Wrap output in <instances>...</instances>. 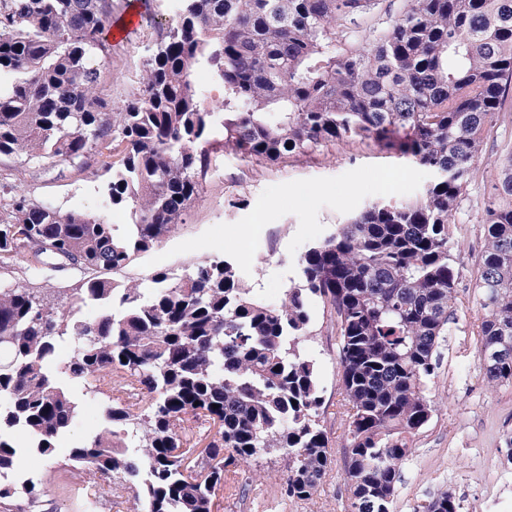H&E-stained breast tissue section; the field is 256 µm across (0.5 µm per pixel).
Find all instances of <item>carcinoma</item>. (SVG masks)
<instances>
[{
	"label": "carcinoma",
	"mask_w": 512,
	"mask_h": 512,
	"mask_svg": "<svg viewBox=\"0 0 512 512\" xmlns=\"http://www.w3.org/2000/svg\"><path fill=\"white\" fill-rule=\"evenodd\" d=\"M380 2L173 0L137 92L116 113L102 76L114 0H0V157L77 170L99 162L110 172L104 196L131 218L119 233L103 216L56 210L0 168V476L21 448L53 455L72 426L77 405L62 374L91 399L104 386L148 398L135 411L103 402L104 427L67 456L70 470L108 484L146 467L134 485L140 512H213L229 467L265 448L288 456L286 494L308 499L331 464L317 362L300 348L321 299L338 336L352 512H393L411 438L432 417L426 390L460 275L450 217L512 93V0H404L364 46L336 51V37ZM199 68L222 90L216 107L199 100ZM366 139L434 179L419 199L373 203L311 246L280 304L255 297L224 257L178 277L158 269L147 288L116 279L202 197L218 150L275 162ZM497 191L477 282L484 355L512 348V165ZM46 270L66 286L31 281ZM84 306L96 315L76 318ZM483 371L491 384L511 383L512 354ZM189 418L217 427L192 474L184 448L199 440L185 431ZM21 493L36 512L33 480L0 479V512ZM421 509L459 503L442 491Z\"/></svg>",
	"instance_id": "cac0c4a2"
}]
</instances>
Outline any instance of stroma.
Segmentation results:
<instances>
[{
	"mask_svg": "<svg viewBox=\"0 0 512 512\" xmlns=\"http://www.w3.org/2000/svg\"><path fill=\"white\" fill-rule=\"evenodd\" d=\"M139 22L112 54L103 74L112 108L135 93L144 49L172 18L171 0H137ZM512 156V109L488 125L466 189L452 215L450 249L460 268L448 334L437 350V369L428 394L434 411L411 442L397 484L395 512L417 506L442 491L456 497L460 512H512V383L492 385L481 366L477 326L485 315L477 288L478 259L485 247V209L494 199L499 169ZM13 182L53 208L82 210L128 223L129 214L108 206L101 167L78 171L53 160L42 165L4 158ZM220 169L182 223L159 246L136 254L121 273L124 281H145L164 267L182 273L192 263L224 256L235 260L263 299L282 298L298 275L301 256L335 233L366 205L404 201L419 195L432 173L366 142L323 145L279 162L234 155L221 157ZM312 334L304 347L317 360L324 404L320 420L331 441L333 459L321 485L306 500L287 497L284 474L288 458L267 448L250 465L236 470V487L216 493V512H350L343 490L345 401L340 380L336 330L330 307L314 301ZM70 391L79 414L58 443L57 457L95 434L104 424L100 402L86 398L78 385ZM56 459L20 449L18 475L39 481L48 512H83L68 486L76 475L64 474Z\"/></svg>",
	"mask_w": 512,
	"mask_h": 512,
	"instance_id": "stroma-1",
	"label": "stroma"
}]
</instances>
